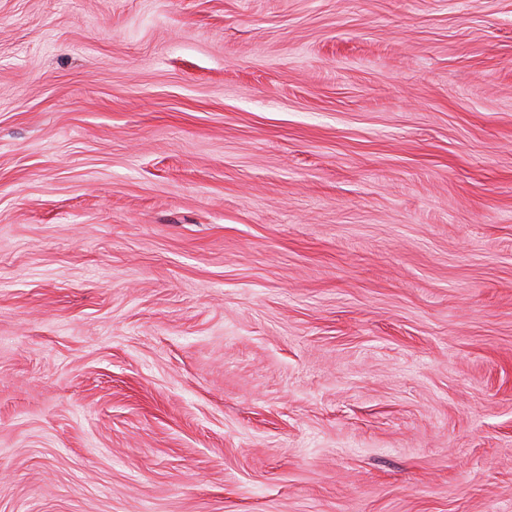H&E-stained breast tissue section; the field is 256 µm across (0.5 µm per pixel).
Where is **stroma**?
Here are the masks:
<instances>
[{
    "instance_id": "obj_1",
    "label": "stroma",
    "mask_w": 512,
    "mask_h": 512,
    "mask_svg": "<svg viewBox=\"0 0 512 512\" xmlns=\"http://www.w3.org/2000/svg\"><path fill=\"white\" fill-rule=\"evenodd\" d=\"M0 512H512V0H0Z\"/></svg>"
}]
</instances>
